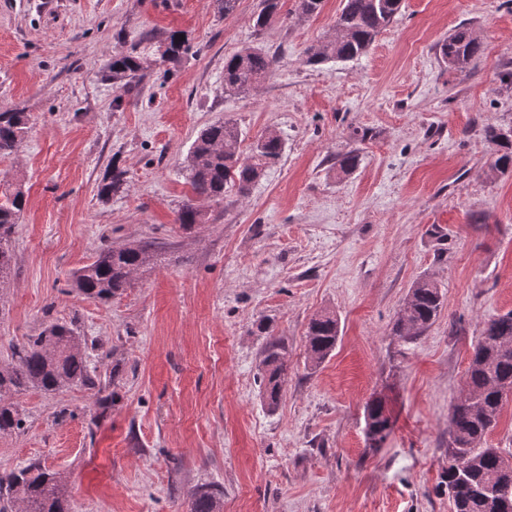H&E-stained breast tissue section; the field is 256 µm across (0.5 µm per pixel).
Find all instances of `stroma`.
Returning <instances> with one entry per match:
<instances>
[{"label":"stroma","mask_w":512,"mask_h":512,"mask_svg":"<svg viewBox=\"0 0 512 512\" xmlns=\"http://www.w3.org/2000/svg\"><path fill=\"white\" fill-rule=\"evenodd\" d=\"M339 7L305 17L280 0L259 30L261 0L229 16L215 0H0V107L31 115L0 159L27 196L0 281V364L58 322L93 378L11 394L24 425L0 435V473H60L70 512H190L202 484L221 490L220 512H451L450 408L484 322L512 310V174L491 170L486 135L512 129V0H403L366 54L307 65ZM461 26L483 46L463 72L439 53ZM173 30L192 52L115 99L102 79L112 54ZM249 47L277 52L278 68L226 97L224 59ZM224 119L246 147L278 135L283 158L182 228L181 163ZM114 163L128 184L103 201ZM139 241L156 257L121 295L73 287L100 248ZM424 277L444 293L440 315L416 339L393 335ZM322 312L340 337L314 369L305 332ZM275 338L288 377L271 410L259 361ZM375 397L396 420L377 449L364 434Z\"/></svg>","instance_id":"stroma-1"}]
</instances>
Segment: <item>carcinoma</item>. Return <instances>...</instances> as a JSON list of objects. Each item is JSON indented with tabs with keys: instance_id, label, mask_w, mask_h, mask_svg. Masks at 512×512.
Masks as SVG:
<instances>
[{
	"instance_id": "obj_1",
	"label": "carcinoma",
	"mask_w": 512,
	"mask_h": 512,
	"mask_svg": "<svg viewBox=\"0 0 512 512\" xmlns=\"http://www.w3.org/2000/svg\"><path fill=\"white\" fill-rule=\"evenodd\" d=\"M280 0H262L253 18L263 28L277 14ZM402 0H341L336 13V37L309 45L306 63L311 66L347 62L366 53L376 37L399 14ZM189 40L173 31L165 38H141L116 51L106 64L102 78L121 95L141 82L146 64L167 66L190 52ZM448 67L463 72L482 52V43L466 27H459L439 47ZM278 56L261 47L245 49L224 59V94L244 93L272 75ZM31 116L21 109L0 110V158L17 153L30 128ZM499 146L492 169L512 172V132L487 131ZM241 132L230 121H219L202 129L189 148L182 171L193 196L180 206L176 223L191 229L209 223L208 212L195 202L205 196L220 201L229 189L245 197L265 173L279 164L285 146L277 135L258 137L248 152L240 150ZM127 185V171L112 165L98 185V196L109 200ZM26 205L21 185L0 179V279L10 273L13 262L12 235ZM153 261L151 245L133 243L101 249L95 260L72 275L80 293L108 302L130 285L132 273ZM408 308L399 312L392 331L408 335L407 324L422 335L442 311L444 294L438 284L422 278L410 288ZM339 321L331 313L312 317L306 330L308 359L319 366L336 348ZM288 345L283 340L267 343L260 361L262 395L269 408L278 405L287 378ZM92 380L87 360L78 349V337L67 325L50 323L27 342L12 348V360L0 364V433L21 429L22 419L7 402L6 395L29 388L56 393L73 384ZM467 393L474 403L453 404L448 424V471L445 474L454 512H502L500 502H512V456L487 444L508 395L512 393V310L488 319L481 330L466 373ZM364 434L370 447H380L394 427L385 403L368 402L364 410ZM501 477L499 498L488 496L483 481ZM19 505V512H69L65 483L61 477L37 464L0 474V499ZM191 512H219L218 493L202 486L193 497Z\"/></svg>"
}]
</instances>
